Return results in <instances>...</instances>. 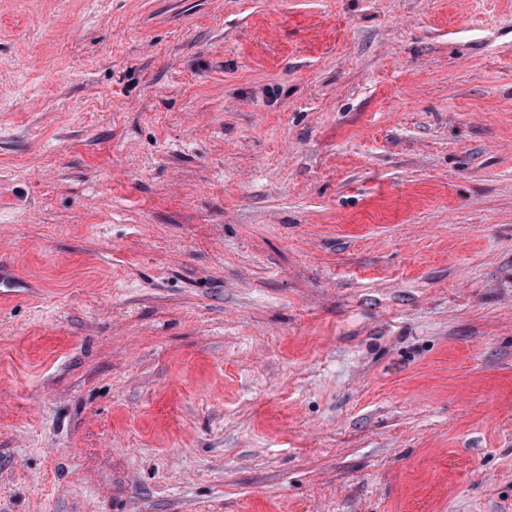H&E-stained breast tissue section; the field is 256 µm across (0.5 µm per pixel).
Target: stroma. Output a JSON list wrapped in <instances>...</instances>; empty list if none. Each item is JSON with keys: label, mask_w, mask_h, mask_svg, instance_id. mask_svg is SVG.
Masks as SVG:
<instances>
[{"label": "stroma", "mask_w": 512, "mask_h": 512, "mask_svg": "<svg viewBox=\"0 0 512 512\" xmlns=\"http://www.w3.org/2000/svg\"><path fill=\"white\" fill-rule=\"evenodd\" d=\"M0 512H512V0H0Z\"/></svg>", "instance_id": "stroma-1"}]
</instances>
